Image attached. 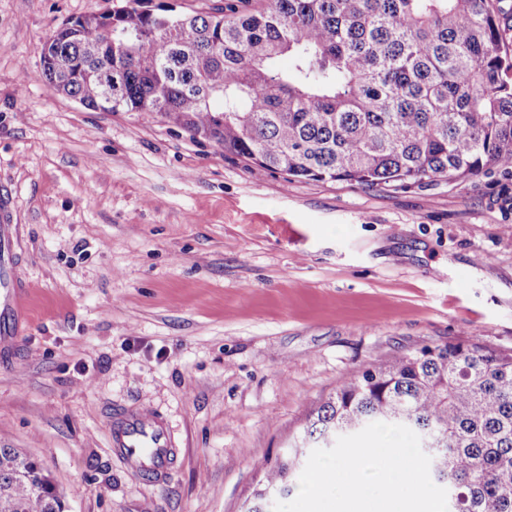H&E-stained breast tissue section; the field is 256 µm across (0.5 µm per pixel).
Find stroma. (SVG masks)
<instances>
[{"instance_id": "35a3bbf8", "label": "stroma", "mask_w": 512, "mask_h": 512, "mask_svg": "<svg viewBox=\"0 0 512 512\" xmlns=\"http://www.w3.org/2000/svg\"><path fill=\"white\" fill-rule=\"evenodd\" d=\"M112 0H0V196L26 322L0 350V448L68 512H239L352 371L456 337L512 349V176L286 180L152 112L54 92L45 42ZM146 406L156 482L110 420ZM111 435L115 456L122 464L151 478L169 473L176 448L158 414L142 407L122 412L112 421Z\"/></svg>"}]
</instances>
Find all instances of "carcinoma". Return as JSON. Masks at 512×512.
<instances>
[{
	"mask_svg": "<svg viewBox=\"0 0 512 512\" xmlns=\"http://www.w3.org/2000/svg\"><path fill=\"white\" fill-rule=\"evenodd\" d=\"M127 2L50 36L42 70L52 90L95 110L110 93L114 109L154 112L287 178L372 186L512 173L502 0H229L190 11ZM376 421L409 427L431 449L448 512H512V351L474 339L347 375L266 464L244 512H272L311 449ZM0 512L66 505L36 460L0 448Z\"/></svg>",
	"mask_w": 512,
	"mask_h": 512,
	"instance_id": "carcinoma-1",
	"label": "carcinoma"
}]
</instances>
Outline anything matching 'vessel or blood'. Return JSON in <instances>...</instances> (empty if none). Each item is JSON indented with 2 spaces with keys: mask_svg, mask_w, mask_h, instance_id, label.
Wrapping results in <instances>:
<instances>
[{
  "mask_svg": "<svg viewBox=\"0 0 512 512\" xmlns=\"http://www.w3.org/2000/svg\"><path fill=\"white\" fill-rule=\"evenodd\" d=\"M16 227L11 204L0 199V345H9L23 332L26 289L11 274V246ZM112 447L124 465L151 478L170 471L176 454L171 433L158 414L138 408L119 414L112 422Z\"/></svg>",
  "mask_w": 512,
  "mask_h": 512,
  "instance_id": "obj_1",
  "label": "vessel or blood"
}]
</instances>
